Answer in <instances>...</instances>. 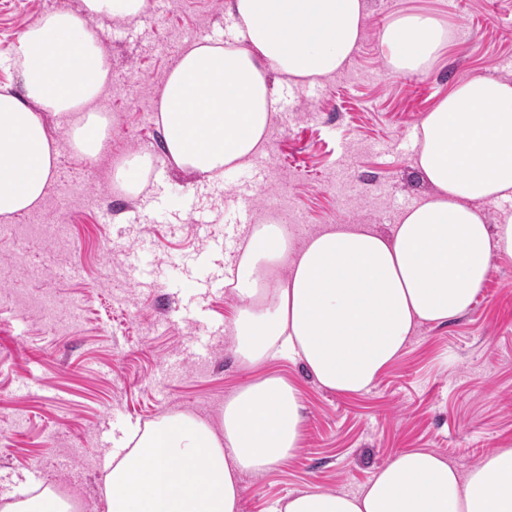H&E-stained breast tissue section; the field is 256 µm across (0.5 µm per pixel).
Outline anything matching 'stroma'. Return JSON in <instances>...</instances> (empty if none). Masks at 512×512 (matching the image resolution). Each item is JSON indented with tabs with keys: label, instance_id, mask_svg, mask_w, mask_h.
I'll list each match as a JSON object with an SVG mask.
<instances>
[{
	"label": "stroma",
	"instance_id": "35a3bbf8",
	"mask_svg": "<svg viewBox=\"0 0 512 512\" xmlns=\"http://www.w3.org/2000/svg\"><path fill=\"white\" fill-rule=\"evenodd\" d=\"M226 0H157L145 18H96L112 60L101 95L108 148L88 161L52 125L59 156L42 204L0 221V503L68 489L80 512H104V452L132 423L185 412L220 427L225 400L275 373L302 403V441L261 474L240 477V512L318 488L354 493L409 448L460 472L512 446V257L494 258L472 308L416 328L367 391L322 387L285 359L248 369L228 327L241 302L210 288L236 267L244 211L273 213L296 243L330 224L388 232L426 192L413 167V129L462 78L512 82V0H366L363 35L332 77L283 89L258 159L221 180L179 169L166 155L159 93L190 43L223 39ZM81 0H0V86L42 14ZM425 13L448 44L425 72L391 68L382 42L395 19ZM155 161L136 196L113 186L114 166Z\"/></svg>",
	"mask_w": 512,
	"mask_h": 512
}]
</instances>
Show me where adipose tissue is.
I'll return each mask as SVG.
<instances>
[{
	"label": "adipose tissue",
	"instance_id": "obj_1",
	"mask_svg": "<svg viewBox=\"0 0 512 512\" xmlns=\"http://www.w3.org/2000/svg\"><path fill=\"white\" fill-rule=\"evenodd\" d=\"M46 13L14 51L21 89L0 87V220L38 207L59 156L46 123L97 159L112 120L95 106L111 61L90 18L136 20L148 0H81ZM364 0H226L224 41L189 44L159 93L175 165L204 177L263 152L278 110V83L299 85L341 69L362 32ZM448 34L432 16L384 30L388 66L424 70ZM413 165L430 185L390 234L331 224L296 246L278 219L252 225L230 280L242 302L230 333L243 366L271 353L301 363L324 388L368 390L403 353L413 329L467 312L494 257H512V218L481 208L512 201V83L484 74L458 82L426 114ZM296 387L270 375L224 403L222 424L182 412L131 427L102 461L106 512H239L238 476L290 457L301 439ZM270 512H512V448L468 472L427 449L398 453L356 493L310 488Z\"/></svg>",
	"mask_w": 512,
	"mask_h": 512
}]
</instances>
